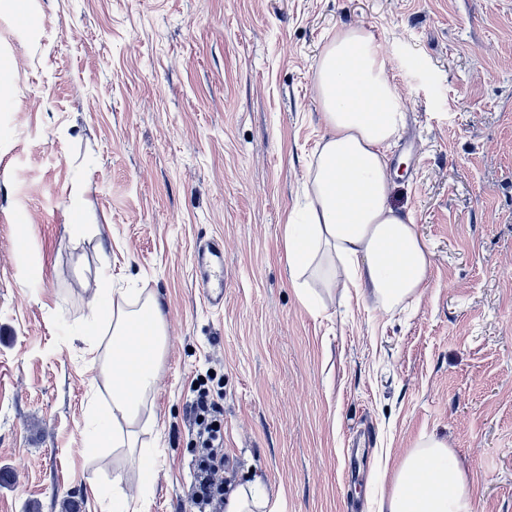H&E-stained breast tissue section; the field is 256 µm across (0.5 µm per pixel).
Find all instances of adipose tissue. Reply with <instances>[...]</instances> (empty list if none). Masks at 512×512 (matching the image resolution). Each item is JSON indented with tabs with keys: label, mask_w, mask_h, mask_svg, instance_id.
I'll list each match as a JSON object with an SVG mask.
<instances>
[{
	"label": "adipose tissue",
	"mask_w": 512,
	"mask_h": 512,
	"mask_svg": "<svg viewBox=\"0 0 512 512\" xmlns=\"http://www.w3.org/2000/svg\"><path fill=\"white\" fill-rule=\"evenodd\" d=\"M313 87L328 134L310 168L306 221L284 226L288 276L306 301L315 297L304 279L309 272L324 288L371 289L388 309L419 300L431 255L412 218L390 203L386 151L404 114L373 36L361 27L338 29L317 59ZM90 306V325H102L112 347L111 354L93 359L111 397L106 411L93 414V441L100 448L136 449L147 484L155 455L139 447L134 426L156 383L166 346L164 316L154 295L120 296L107 280L98 284ZM468 509L451 449L431 437L406 457L381 512Z\"/></svg>",
	"instance_id": "adipose-tissue-1"
}]
</instances>
